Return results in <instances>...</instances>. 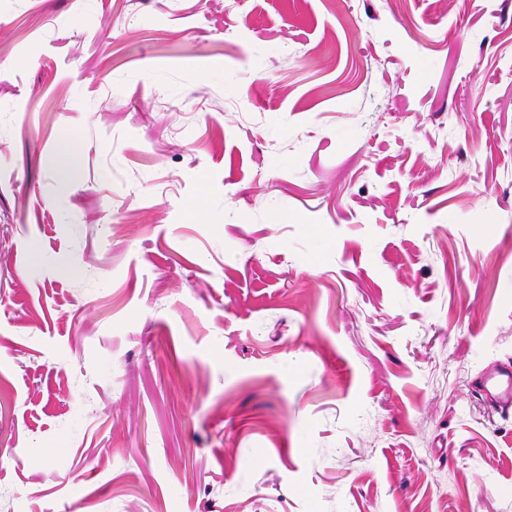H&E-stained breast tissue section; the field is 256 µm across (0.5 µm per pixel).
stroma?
Returning a JSON list of instances; mask_svg holds the SVG:
<instances>
[{"label": "stroma", "instance_id": "obj_1", "mask_svg": "<svg viewBox=\"0 0 512 512\" xmlns=\"http://www.w3.org/2000/svg\"><path fill=\"white\" fill-rule=\"evenodd\" d=\"M0 512H512V0H0ZM479 391L490 397L496 412L504 413L512 409V366H502L486 372L480 382ZM492 391L495 393L493 394Z\"/></svg>", "mask_w": 512, "mask_h": 512}]
</instances>
